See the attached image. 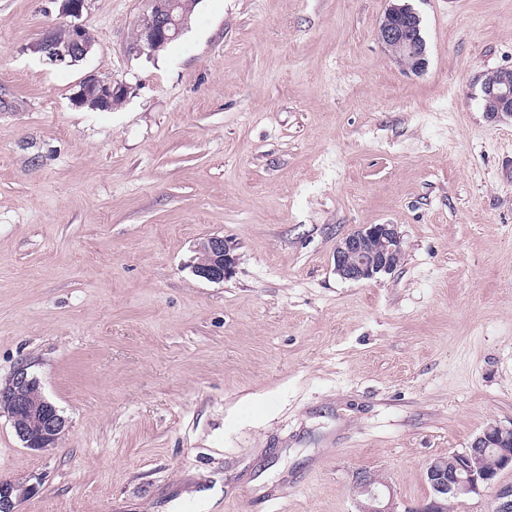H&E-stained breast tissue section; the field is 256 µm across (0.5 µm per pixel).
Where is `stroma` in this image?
Returning a JSON list of instances; mask_svg holds the SVG:
<instances>
[{
	"label": "stroma",
	"mask_w": 512,
	"mask_h": 512,
	"mask_svg": "<svg viewBox=\"0 0 512 512\" xmlns=\"http://www.w3.org/2000/svg\"><path fill=\"white\" fill-rule=\"evenodd\" d=\"M409 2L419 75L388 0H198L153 55L146 0H86L64 68L36 50L60 0H0V386L27 366L69 423L36 454L0 415L19 512H356L361 470L412 512L430 460L512 424V120L480 102L512 0ZM89 72L117 109L76 104ZM367 224L404 259L341 279ZM403 0H389L377 37L394 59L407 58L412 65L406 69L422 74L428 68L426 43L420 31L422 19L409 4H398ZM404 254L403 239L394 224H369L344 236L336 245L335 271L342 279L360 282L387 274ZM402 256L398 259V264ZM237 245L224 235H212L197 246V262L193 269L197 276L220 283L231 277L237 255Z\"/></svg>",
	"instance_id": "1"
}]
</instances>
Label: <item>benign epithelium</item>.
Masks as SVG:
<instances>
[{
  "label": "benign epithelium",
  "mask_w": 512,
  "mask_h": 512,
  "mask_svg": "<svg viewBox=\"0 0 512 512\" xmlns=\"http://www.w3.org/2000/svg\"><path fill=\"white\" fill-rule=\"evenodd\" d=\"M85 8V0H62V13L75 18L63 28V35L49 33L37 44L36 50L53 65L70 64L85 55L91 46L88 30L76 22ZM419 13L409 4L390 0L377 37L393 58H407L412 65L407 70L422 74L428 68L426 43L421 35ZM184 31L172 8L159 0H150L149 11L141 20L140 39L131 49L153 54ZM98 89L107 99L116 93L125 95L122 85L116 87L95 74L86 75L80 82L76 102L86 104L87 92ZM480 97L491 99L496 108L493 118H512V69L486 73L480 86ZM237 245L231 239L212 235L197 246V262L193 269L197 276L220 283L231 277L237 255ZM404 254L403 239L395 224H369L344 236L336 245L335 271L342 279L360 282L377 278L396 268L394 257ZM39 386L28 368H17L8 384L0 387V414L7 415L16 437L25 448L44 453L56 447L68 428L62 416L45 395L34 399L32 388ZM495 459L493 468H487V455ZM451 465L433 459L425 469V478L431 487L430 499L413 512H447L448 499H464L492 490L491 512H512V483L500 480L501 472L512 470V426L488 425L469 447L449 455ZM353 488L357 491L358 512H398L392 483L376 471L355 474ZM34 488L0 480V512H18L17 505L31 495Z\"/></svg>",
  "instance_id": "1"
}]
</instances>
